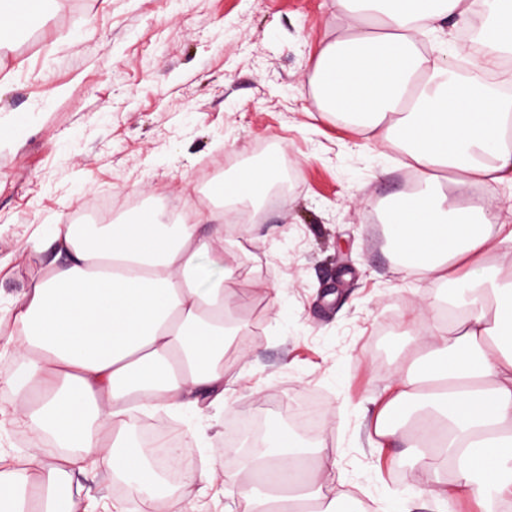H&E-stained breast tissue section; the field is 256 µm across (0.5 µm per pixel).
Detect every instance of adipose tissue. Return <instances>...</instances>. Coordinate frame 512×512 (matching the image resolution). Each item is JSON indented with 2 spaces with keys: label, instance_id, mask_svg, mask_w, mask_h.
Listing matches in <instances>:
<instances>
[{
  "label": "adipose tissue",
  "instance_id": "obj_1",
  "mask_svg": "<svg viewBox=\"0 0 512 512\" xmlns=\"http://www.w3.org/2000/svg\"><path fill=\"white\" fill-rule=\"evenodd\" d=\"M462 3L333 0L346 31L320 47L309 83L322 111L380 132L411 160L418 188L389 212L391 244L408 270L467 293L466 311L446 325L436 317L441 301L422 296L425 350L387 383L373 421L377 444L414 449L425 489L442 506L471 495L493 512L512 500V271L490 264L488 251L512 254V225H494L469 191L512 176V95L497 80L512 55V0H483V81L417 39L456 22ZM278 173L274 155L241 169L223 199L257 200ZM52 243L54 258L1 328L16 426L32 435L39 466L0 454V512H111L94 497L76 499L77 471L126 476L132 495L148 493L152 512H197L183 491L157 490L151 450L125 413L136 404L201 411L223 402L232 382L224 348L242 331L223 225H169L150 211L116 224H60ZM202 255L224 271L206 288L197 285ZM44 438L56 445L46 464ZM336 468L278 429L249 461L227 457L224 477L248 512H337L322 484L323 470Z\"/></svg>",
  "mask_w": 512,
  "mask_h": 512
}]
</instances>
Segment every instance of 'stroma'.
I'll return each mask as SVG.
<instances>
[{"mask_svg": "<svg viewBox=\"0 0 512 512\" xmlns=\"http://www.w3.org/2000/svg\"><path fill=\"white\" fill-rule=\"evenodd\" d=\"M346 27L332 0H47L0 52V317L54 253L55 224L88 202L198 204L205 170L233 175L276 153L295 180L257 223L226 231L249 355L224 364V403L165 413L196 467L211 463L233 419L294 431L321 403L317 444L348 481L347 507L440 512L401 488L400 448L376 447L373 401L410 354L422 295L452 305L457 284L407 272L370 238L366 208L408 192L407 164L378 134L322 112L308 79ZM0 382V453L29 457Z\"/></svg>", "mask_w": 512, "mask_h": 512, "instance_id": "35a3bbf8", "label": "stroma"}]
</instances>
